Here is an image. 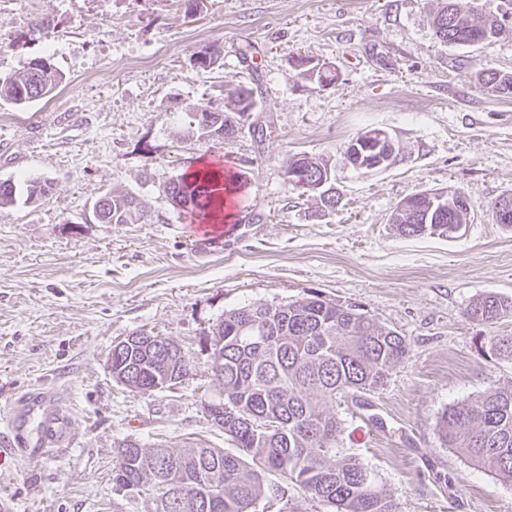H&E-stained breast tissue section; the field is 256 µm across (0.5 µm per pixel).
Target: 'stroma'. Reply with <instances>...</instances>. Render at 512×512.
Here are the masks:
<instances>
[{"label":"stroma","instance_id":"obj_1","mask_svg":"<svg viewBox=\"0 0 512 512\" xmlns=\"http://www.w3.org/2000/svg\"><path fill=\"white\" fill-rule=\"evenodd\" d=\"M434 0H0V74L48 58L62 83L24 107L0 104V181L50 182L49 195L0 209V405L49 386L70 445L39 463L0 456V499L13 512H149L113 480L123 440L228 442L203 401L222 385L203 342L225 311L287 304L317 291L406 336L409 356L380 389L330 404L339 446L357 457L399 512H512V483L474 465L436 431L444 409L512 385V360L478 354L480 337L512 335V317L471 322L478 297L512 299V228L490 208L512 191V97L476 77L512 73V27L496 41L453 46L431 27ZM50 20L49 39L32 20ZM211 46L220 67L195 65ZM250 47L249 72L240 50ZM334 68L305 82L296 54ZM259 81L255 131L232 144L187 135L189 112L223 106L231 85ZM380 129L397 143L366 172L345 150ZM326 163L342 195L322 214L285 178L289 158ZM242 174L241 235L196 256L164 188L199 160ZM456 187L470 204L455 237H403V199ZM129 191L145 224H95L100 193ZM142 331L177 343L189 373L143 395L112 378L115 344Z\"/></svg>","mask_w":512,"mask_h":512}]
</instances>
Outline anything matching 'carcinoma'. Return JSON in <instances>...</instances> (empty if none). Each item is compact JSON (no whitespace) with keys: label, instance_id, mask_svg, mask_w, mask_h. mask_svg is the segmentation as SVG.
<instances>
[{"label":"carcinoma","instance_id":"1","mask_svg":"<svg viewBox=\"0 0 512 512\" xmlns=\"http://www.w3.org/2000/svg\"><path fill=\"white\" fill-rule=\"evenodd\" d=\"M505 16L486 10L482 0H441L432 15L436 38L448 45L491 43L503 31ZM297 76L319 86L336 79L331 69L301 55L293 60ZM62 81L45 57L29 62L21 73L0 75V102L24 106L49 95ZM478 84L493 96L512 95V75L482 71ZM224 108L189 113L187 134L200 133L235 141L249 123L262 98L259 86L239 83L229 89ZM301 171L318 185L328 177L326 165L311 157L295 156L287 172ZM209 174H180L165 187L178 214L199 224H211L221 212V200ZM46 182H26V200L48 196ZM324 212L336 210L340 195L334 188L316 190ZM468 200L455 188L444 212H427V201L407 199L391 215L404 237L449 238L455 224L467 223ZM97 224H142L148 221L138 195L106 192L90 208ZM468 318L493 323L512 317V299L484 295L470 304ZM212 350L221 363L215 375L224 389V436L233 450L184 448L175 453L165 442L149 447L125 440L118 449L113 480L122 487L137 482L156 500V485H168V497L153 512H255L256 504L281 496L268 480L277 473L335 512H398V505L378 485L358 459L336 448L343 421L325 409L347 394L382 387L391 370L410 352L399 332L375 318L344 307L317 292L286 305H243L224 312L212 331ZM477 350L512 359V336L480 339ZM135 377L150 380L166 375L159 358L146 360ZM438 434L450 448H460L478 467L512 482V385L488 390L445 409Z\"/></svg>","mask_w":512,"mask_h":512}]
</instances>
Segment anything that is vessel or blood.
<instances>
[{
  "label": "vessel or blood",
  "mask_w": 512,
  "mask_h": 512,
  "mask_svg": "<svg viewBox=\"0 0 512 512\" xmlns=\"http://www.w3.org/2000/svg\"><path fill=\"white\" fill-rule=\"evenodd\" d=\"M223 233L222 225H199L195 252L203 254L208 248L219 246ZM0 419L8 428L7 434L0 436V442L9 448L24 449L35 461L52 456L66 445L67 421L48 393L26 394L17 403L0 411Z\"/></svg>",
  "instance_id": "b4317fda"
}]
</instances>
